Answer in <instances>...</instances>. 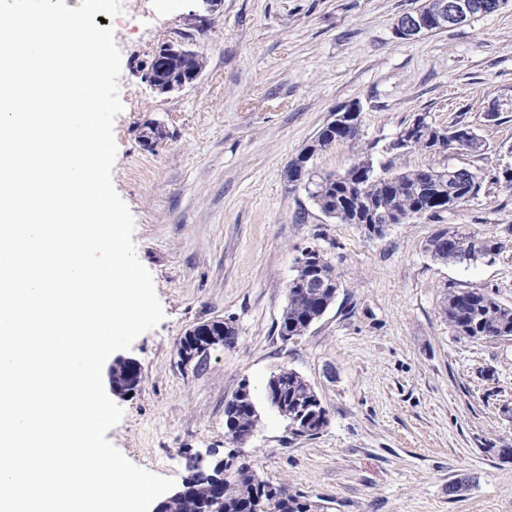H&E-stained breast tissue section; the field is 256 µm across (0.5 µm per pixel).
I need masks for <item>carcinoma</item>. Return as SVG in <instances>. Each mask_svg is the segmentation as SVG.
<instances>
[{
    "label": "carcinoma",
    "instance_id": "1",
    "mask_svg": "<svg viewBox=\"0 0 512 512\" xmlns=\"http://www.w3.org/2000/svg\"><path fill=\"white\" fill-rule=\"evenodd\" d=\"M205 58L191 55L158 60L155 68L171 85H181L190 73H201ZM336 129L328 122L309 144L315 153L331 146ZM400 133L406 138L389 144L391 150L418 149L442 153L453 135L469 142L479 141L476 132L465 124L436 126L422 118L405 127ZM454 169L428 167L413 171L391 173L384 169L382 177L368 174L353 164L338 178L311 172L309 197L326 216L338 224H355L367 238L389 224H402L413 214L437 216L451 210L449 190L456 196L472 200L479 196L482 182L478 175L470 180L452 177ZM502 245L498 237L474 232L442 229L429 240L427 251L433 259L446 264L463 262L477 255L485 258L496 255ZM322 278V288L315 291L305 287L309 278ZM342 283L330 265L312 266L296 271L288 284V305L281 317L280 333L288 337L301 336L333 304ZM442 313L448 328L457 339L470 341L512 340V306L499 302L484 289H448L442 301ZM279 396L288 406V427L298 438L312 439L320 433L327 410L311 385L297 372L283 368L275 374ZM143 380L141 372L126 363L112 367V383L119 389L138 390ZM227 435L232 443L242 446L260 423L254 398L238 389L224 409ZM187 495L172 499L165 512H199L205 502L217 504L218 512H318L320 505L288 484H271L263 480L250 464L239 460L237 454L215 463L205 475L189 477Z\"/></svg>",
    "mask_w": 512,
    "mask_h": 512
}]
</instances>
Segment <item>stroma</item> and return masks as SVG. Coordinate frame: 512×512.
I'll return each mask as SVG.
<instances>
[{"label":"stroma","mask_w":512,"mask_h":512,"mask_svg":"<svg viewBox=\"0 0 512 512\" xmlns=\"http://www.w3.org/2000/svg\"><path fill=\"white\" fill-rule=\"evenodd\" d=\"M420 0H150L149 17L109 24L121 53L114 121L115 191L134 219L133 241L163 319L126 354L143 382L121 401L107 439L133 464L183 484L190 458L239 451L266 481L288 483L324 512H512V341L456 339L441 313L450 288H484L512 305V0L469 24L413 40L395 23ZM202 54L191 87L154 93L142 79L166 43ZM360 107L356 140L317 153L322 173L347 169L419 114L473 128L478 153L413 150L406 171L466 167L480 196L366 238L324 216L286 178L289 163L342 104ZM499 112L489 122V106ZM165 129L148 147L147 125ZM440 227L500 236L490 262L448 265L425 245ZM309 247L331 260L342 287L305 335L282 339L295 259ZM224 320L233 345L183 361L195 326ZM303 376L328 412L312 439L292 437L264 388L281 368ZM249 382L261 422L231 444L224 408ZM457 494L448 488L456 482Z\"/></svg>","instance_id":"35a3bbf8"}]
</instances>
